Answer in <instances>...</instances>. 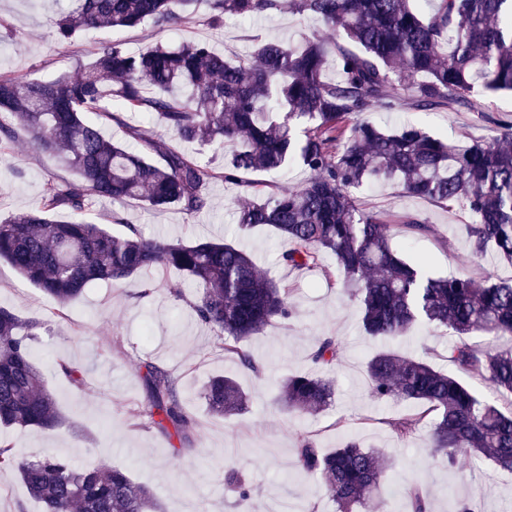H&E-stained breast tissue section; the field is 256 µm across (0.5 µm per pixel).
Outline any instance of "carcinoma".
I'll return each mask as SVG.
<instances>
[{
    "instance_id": "cac0c4a2",
    "label": "carcinoma",
    "mask_w": 512,
    "mask_h": 512,
    "mask_svg": "<svg viewBox=\"0 0 512 512\" xmlns=\"http://www.w3.org/2000/svg\"><path fill=\"white\" fill-rule=\"evenodd\" d=\"M51 21L54 39L70 43L89 31H121L144 24L162 32L188 22L205 4L217 26L228 15L250 18L287 9L307 14L336 37V77L319 33L296 42L268 39L251 57L224 59L207 41L176 48L156 44L132 53L101 42L79 74L50 80L0 76V144L13 138L7 116L29 135L32 149L58 160L75 179L49 181L38 208L0 219V261L51 296L58 317L95 282H124L144 270L173 268L202 289L193 304L224 353L258 371L242 343L290 315V289L265 275L252 256L228 242L173 243L133 224L115 235L83 217L91 199L140 200L163 211L192 215L206 205L213 178L252 189L255 200L236 208L242 229L271 228L285 243L280 262L316 267L333 257L343 292L354 302L365 333L393 340L418 325L444 326L458 336L512 333V282L486 277H428L391 243L386 221L366 214L352 190L369 182L468 211L471 253L492 248L512 262V121H494L495 135L458 145L406 125L383 130L361 114L373 107L472 109L474 94L512 92V0H70ZM399 84L403 97L390 88ZM152 116L175 140L211 147L218 165H202L174 148L158 149L147 130L126 126L139 152L105 136L103 125L124 124L122 113ZM300 164L302 184L265 192L250 175ZM66 210L67 221L52 219ZM42 322L0 307V426L51 429L62 421L32 358ZM336 336L318 337L316 366L339 360ZM457 374L387 349L367 361L373 396L406 409L383 419L399 438L428 427L432 452L453 463L460 454L512 472V410L503 411L470 390L481 378L512 393V348L465 341L448 347ZM60 372L84 384L80 366ZM151 423L184 438L193 421L182 411L172 373L141 365ZM332 379L286 378L280 401L315 414L334 396ZM209 412L234 415L247 395L232 378L216 375L203 390ZM301 469L317 477L337 512L385 508L388 466L376 448L351 438L329 453L305 439ZM17 472L43 512H157L152 493L117 467L79 468L68 458L26 460L0 438V471ZM408 512H430L417 487L406 493Z\"/></svg>"
}]
</instances>
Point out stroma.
<instances>
[{
    "mask_svg": "<svg viewBox=\"0 0 512 512\" xmlns=\"http://www.w3.org/2000/svg\"><path fill=\"white\" fill-rule=\"evenodd\" d=\"M66 6L67 0H0V74L47 80L77 74L79 64L91 60L97 42L108 34L97 31L72 43L56 42L47 19ZM321 29L310 16L288 11L258 19L229 17L214 26L202 8L192 23L165 32L144 25L115 38L131 51L203 39L235 61L256 41L296 39ZM365 117L382 126L408 120L462 145L472 137L491 136V119L512 120V95L479 97L471 110L373 109ZM73 177L52 158L32 152L26 133L18 132L0 153V216L38 207L47 180ZM205 193V209L192 216L176 207L161 213L138 200L109 199L95 200L87 216L105 224L117 213L142 231L173 242L223 239L246 248L264 272L289 289L292 310L288 320L265 327L246 342L256 370L215 347L213 331L192 308L200 290L177 271L151 269L132 282L92 284L62 320L54 314L52 299L2 262L0 306L44 322L33 352L64 417L63 425L53 430H7L14 448L30 459L63 454L83 468L126 469L135 483L152 492L159 512H335L319 479L298 468L296 450L301 440L310 439L329 452L349 434L388 458L385 483L400 510L406 506L404 489L416 484L427 493L432 512H456L463 502L475 512H512V472L487 463L478 470L461 461L448 464L431 454L426 432L404 441L383 425L396 405L371 396L366 373V361L379 344L364 333L356 306L338 288L334 259L325 258L315 268L281 265L282 246L270 229L242 230L233 220L235 206L252 200L250 191L216 178ZM356 195L366 212L388 220L392 243L403 255L426 259L431 276L512 278V265L490 255L472 256L466 236L471 218L465 210L445 209L383 184L362 186ZM408 213L425 218L429 232L411 234L400 221ZM145 283L152 287L146 296L141 293ZM320 336H336L342 343L340 360L327 370L335 381L334 399L317 414L288 413L279 400L280 383L310 369ZM456 341L445 327L423 325L398 346L446 371V351ZM63 361L83 369L82 387L62 376ZM145 361L177 377L182 408L194 422L188 439L160 432L147 418H134V410L147 400L140 372ZM216 374L232 376L243 387L248 395L244 413L224 418L209 413L200 393ZM341 416L348 421L343 432L335 427ZM229 467L243 476L248 497L225 485Z\"/></svg>",
    "mask_w": 512,
    "mask_h": 512,
    "instance_id": "obj_1",
    "label": "stroma"
}]
</instances>
